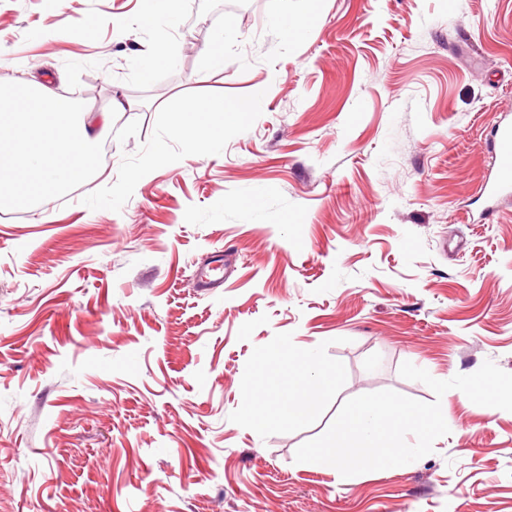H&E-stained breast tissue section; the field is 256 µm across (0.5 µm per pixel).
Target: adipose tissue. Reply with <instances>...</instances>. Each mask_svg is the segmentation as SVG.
Segmentation results:
<instances>
[{"label":"adipose tissue","instance_id":"1","mask_svg":"<svg viewBox=\"0 0 512 512\" xmlns=\"http://www.w3.org/2000/svg\"><path fill=\"white\" fill-rule=\"evenodd\" d=\"M72 104L59 101L44 86H15L0 93V202L15 196L22 175H35L37 192L48 195L85 180L84 160L92 136L86 124L73 121ZM305 369L298 386V409H311L327 378L316 347L304 352Z\"/></svg>","mask_w":512,"mask_h":512}]
</instances>
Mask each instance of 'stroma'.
I'll use <instances>...</instances> for the list:
<instances>
[{
  "label": "stroma",
  "mask_w": 512,
  "mask_h": 512,
  "mask_svg": "<svg viewBox=\"0 0 512 512\" xmlns=\"http://www.w3.org/2000/svg\"><path fill=\"white\" fill-rule=\"evenodd\" d=\"M213 2L0 0V85L131 102L87 181L0 207V512H512V412L454 389L412 465L295 460L351 397L433 401L402 363L512 373V198L473 191L512 0ZM198 99L249 108L213 152L170 132ZM303 356L305 369L297 383L301 392L297 403L298 412L311 409L319 399L322 388L327 384L317 348L313 346L307 348Z\"/></svg>",
  "instance_id": "obj_1"
}]
</instances>
